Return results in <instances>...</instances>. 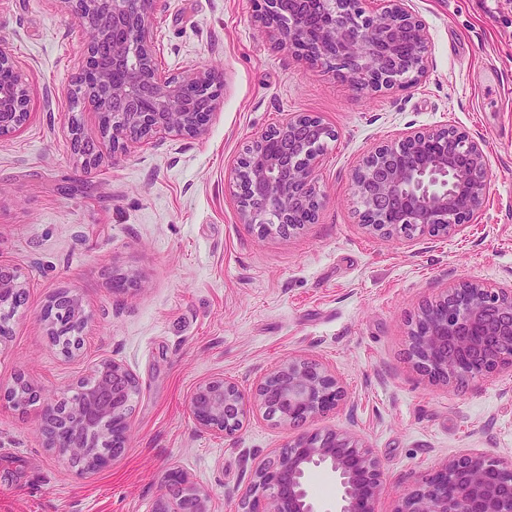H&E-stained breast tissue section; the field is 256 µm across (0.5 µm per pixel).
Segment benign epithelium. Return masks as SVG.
I'll return each mask as SVG.
<instances>
[{
  "instance_id": "7a95c632",
  "label": "benign epithelium",
  "mask_w": 512,
  "mask_h": 512,
  "mask_svg": "<svg viewBox=\"0 0 512 512\" xmlns=\"http://www.w3.org/2000/svg\"><path fill=\"white\" fill-rule=\"evenodd\" d=\"M94 33L74 90L93 100L112 152L142 139L204 131L223 73L191 71L171 79L155 64L149 31L158 0H61ZM260 21L283 49L315 63L360 92L402 86L425 73L429 32L410 0H260ZM27 84L8 50L0 48V136L29 115ZM333 130L314 114L293 112L256 135L234 171L240 218L264 231L314 223L322 192L315 146ZM360 217L381 237L448 234L481 223L489 197L486 145L455 127L410 130L373 147L354 171ZM22 282L0 266V310L21 305ZM51 338L80 349L82 303L59 294L41 314ZM412 356L433 379L452 383L512 366V289L464 280L426 304L411 322ZM137 382L121 363L104 362L78 399L47 398L42 407L46 447L83 473L126 448L127 404ZM37 390L20 377L5 400L22 408ZM345 399L336 374L293 356L258 380L252 392L221 376L201 382L189 401L198 427L226 437L256 404L286 426H299ZM325 467L339 485V512H376L383 471L347 436L299 434L260 462L238 512H316L307 478ZM154 512H209L208 492L178 472L164 477ZM395 512H512V461L473 449L446 460L402 497Z\"/></svg>"
}]
</instances>
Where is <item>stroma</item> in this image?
Instances as JSON below:
<instances>
[{
  "label": "stroma",
  "mask_w": 512,
  "mask_h": 512,
  "mask_svg": "<svg viewBox=\"0 0 512 512\" xmlns=\"http://www.w3.org/2000/svg\"><path fill=\"white\" fill-rule=\"evenodd\" d=\"M429 29L427 70L404 88L361 93L278 47L255 0H159L150 30L160 71L224 73L207 129L102 152L80 168L72 124L100 143L95 104L71 105L89 34L62 0H0V45L14 56L30 118L0 138V264L25 285L0 344V390L25 375L67 398L103 362L138 383L130 433L84 474L45 446L39 405L0 403V512H153L172 469L236 512L254 467L298 433L354 439L384 473L378 512L470 448L512 460V369L451 384L417 370L409 322L466 279L512 289V0H412ZM291 112L335 133L319 157L323 204L287 234L242 223L231 187L252 138ZM451 125L487 145L481 224L450 236L381 238L361 224L353 173L404 130ZM132 289L112 291L119 275ZM78 296L82 345L64 354L40 313ZM291 355L333 371L336 410L302 429L253 408L224 437L199 430L188 401L223 376L251 389Z\"/></svg>",
  "instance_id": "35a3bbf8"
}]
</instances>
